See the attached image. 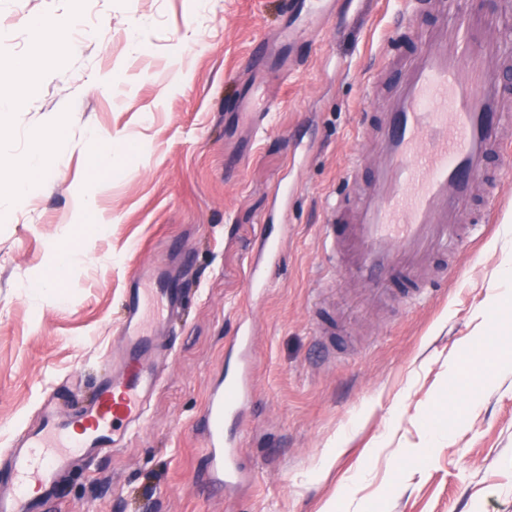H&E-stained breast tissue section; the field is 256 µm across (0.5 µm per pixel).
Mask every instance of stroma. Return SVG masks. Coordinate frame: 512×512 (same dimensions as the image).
<instances>
[{"label": "stroma", "instance_id": "1", "mask_svg": "<svg viewBox=\"0 0 512 512\" xmlns=\"http://www.w3.org/2000/svg\"><path fill=\"white\" fill-rule=\"evenodd\" d=\"M288 2L0 0V99L16 106L0 124V179L22 177L32 144L47 154L23 201L0 204V476L42 397L74 411L111 377L127 288L166 275L181 292L179 317L156 330L164 373L144 426L67 472L55 512H321L331 500L341 512H512V331L495 336L496 361L470 350L491 289L512 284V200L488 232L449 235L432 260L454 268L445 285L379 306L322 244L349 166L367 175L359 126L435 17L400 23L402 0H344L288 51ZM61 15L76 51L35 45L30 21ZM36 53L39 68L17 77ZM259 74L281 106L248 115ZM94 133L111 140L110 165L85 150ZM265 235L286 241L272 262ZM60 242L83 257L56 282ZM28 282L44 283L39 299ZM245 332L254 398L226 431L241 435L246 470L216 498L197 421L236 373ZM469 380L475 402L449 401V384Z\"/></svg>", "mask_w": 512, "mask_h": 512}]
</instances>
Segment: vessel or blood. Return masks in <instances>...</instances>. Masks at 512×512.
<instances>
[{
  "label": "vessel or blood",
  "mask_w": 512,
  "mask_h": 512,
  "mask_svg": "<svg viewBox=\"0 0 512 512\" xmlns=\"http://www.w3.org/2000/svg\"><path fill=\"white\" fill-rule=\"evenodd\" d=\"M338 0H292L285 38L334 17ZM512 57V0L480 17L466 0H444L438 24L420 38L388 100L370 150V178L354 201L331 208L323 228L327 252H345L352 271L379 302L394 288L420 284L429 258L449 232L498 221L504 174H488L493 148L512 147V113L504 111L501 66ZM346 223V235L337 232ZM172 315L177 298L165 280L125 296L118 354L121 369L75 416L44 402L36 426L9 451V479L0 484V512H41L58 477L79 458L116 449L115 429L133 433L162 369L148 330L151 303ZM248 367L209 395L198 425L211 484L239 475V442L224 435V417L246 396Z\"/></svg>",
  "instance_id": "vessel-or-blood-1"
}]
</instances>
